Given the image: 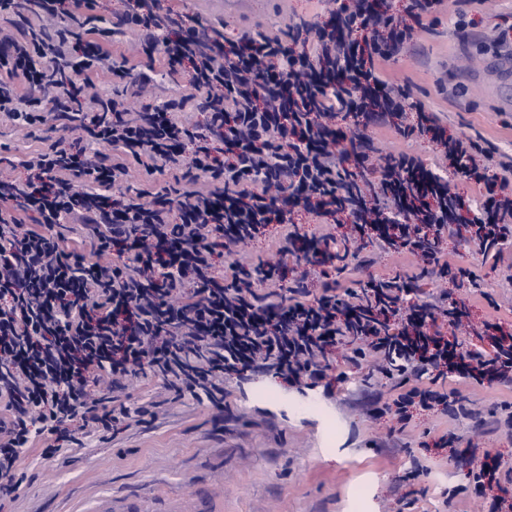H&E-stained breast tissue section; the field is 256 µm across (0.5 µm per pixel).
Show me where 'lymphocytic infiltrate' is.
I'll return each mask as SVG.
<instances>
[{
    "label": "lymphocytic infiltrate",
    "mask_w": 512,
    "mask_h": 512,
    "mask_svg": "<svg viewBox=\"0 0 512 512\" xmlns=\"http://www.w3.org/2000/svg\"><path fill=\"white\" fill-rule=\"evenodd\" d=\"M0 3V114L56 135L23 160L26 178L0 177L1 500L22 483L34 434L49 460L57 440L76 445L147 415L115 391L136 368L172 400L224 412L225 381L245 373L315 385L346 381L352 367L396 380L400 393L378 412L400 424L447 404L468 416L449 379L512 383V332L485 320L478 344L448 339L436 328L444 297L417 286L445 277L443 240L460 227L484 259L502 260L512 162L490 173L485 139L449 134L378 71L445 0H335L326 23L296 22L299 40L175 19L165 0H136L105 28L96 0ZM128 29L164 71L104 49ZM91 70L125 82L103 96ZM182 71L187 84L167 83ZM374 125L430 138L491 220L458 214L460 195L418 157L365 152ZM133 160L172 182L126 187ZM298 212L356 234L297 249ZM270 224L283 228L279 263L244 262L241 247ZM372 238L416 257L418 272L342 287L346 259ZM467 455L476 494H492L488 512H512V477L478 448Z\"/></svg>",
    "instance_id": "1"
}]
</instances>
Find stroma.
Here are the masks:
<instances>
[{"label":"stroma","mask_w":512,"mask_h":512,"mask_svg":"<svg viewBox=\"0 0 512 512\" xmlns=\"http://www.w3.org/2000/svg\"><path fill=\"white\" fill-rule=\"evenodd\" d=\"M175 11L226 32L269 31L297 14L328 20L332 0H244L220 10L206 0H169ZM463 21L461 39L454 24ZM512 38V0H447L438 22L384 66L385 75L438 112L449 133L481 135L495 159L512 156V104L488 66ZM43 131L20 132L0 119V162L20 164L42 146ZM443 255L470 269L480 291L451 278L425 279L434 294L464 303L472 323L496 313L512 327V265L483 260L459 237ZM230 414L187 398L143 425L108 439L61 442L57 455L25 457L26 477L0 512H87L103 497L149 512H478L467 459L439 447L449 432L465 434L468 420L442 410L414 413L403 432L373 415L374 398L391 400L393 382L373 380L349 393L315 389V408L300 410L302 389L253 374L228 384ZM424 475L407 477L412 464Z\"/></svg>","instance_id":"1"}]
</instances>
